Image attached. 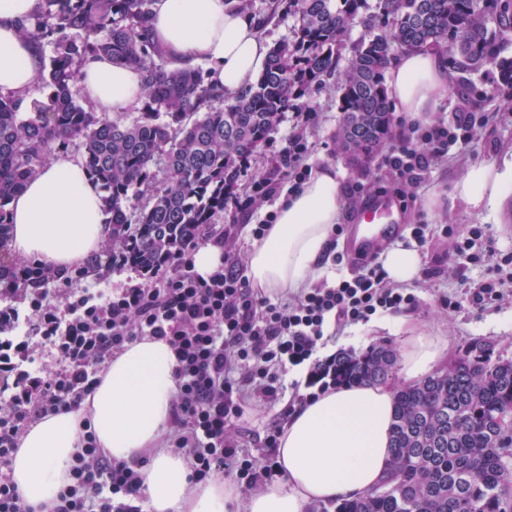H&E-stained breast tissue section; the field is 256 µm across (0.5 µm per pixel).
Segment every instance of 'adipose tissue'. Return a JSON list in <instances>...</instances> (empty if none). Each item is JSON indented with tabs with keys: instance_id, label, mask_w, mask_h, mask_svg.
I'll list each match as a JSON object with an SVG mask.
<instances>
[{
	"instance_id": "obj_1",
	"label": "adipose tissue",
	"mask_w": 512,
	"mask_h": 512,
	"mask_svg": "<svg viewBox=\"0 0 512 512\" xmlns=\"http://www.w3.org/2000/svg\"><path fill=\"white\" fill-rule=\"evenodd\" d=\"M37 7L38 0H0V89L26 103L36 95L41 59L20 35L19 23ZM152 29L184 66L208 62L228 97L266 65L269 48L255 22L229 0H156ZM81 74L82 91L97 111L115 116L140 106L144 91L137 70L91 57ZM387 85L396 111L430 121L451 88L448 61L433 49L403 53L389 63ZM451 196L477 213L512 199V154L470 165ZM341 208L340 172L331 164L312 170L298 188L285 192L275 222L248 253L251 286L272 297L318 282L327 271ZM10 210L12 253L50 273L87 263L110 236L101 192L78 158H53L14 196ZM379 261L389 282L407 284L420 275L416 247L387 250ZM396 323L404 330L399 376L412 385L446 362L451 341L409 316H398ZM176 365L165 341L135 340L113 357L77 409L31 424L11 464L24 504L32 512H51L69 482L86 421L105 456L140 463L148 512H308L317 503L363 496L387 478L397 385L364 383L332 388L294 405L276 450L280 477L259 491L240 493L219 476L191 484L185 457L161 445L176 392Z\"/></svg>"
}]
</instances>
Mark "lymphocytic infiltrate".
Instances as JSON below:
<instances>
[{"label":"lymphocytic infiltrate","instance_id":"lymphocytic-infiltrate-1","mask_svg":"<svg viewBox=\"0 0 512 512\" xmlns=\"http://www.w3.org/2000/svg\"><path fill=\"white\" fill-rule=\"evenodd\" d=\"M491 120L485 112L460 113L455 122L424 125L398 117L403 139L383 159L393 182L415 184L444 158L472 142ZM305 139L285 140L271 176L255 182L257 197L283 183L299 185L310 174L303 159ZM486 234L473 226L455 249L473 263L492 264L495 275L470 293L475 305L499 301L503 267H512V250H476ZM197 242L175 248L166 266L138 272L110 292L84 288L67 297L64 310L34 300L31 315L0 307V512H29L8 472L13 454L32 423L78 406L99 382L113 356L134 340L166 341L177 356L176 394L165 441L189 463L190 480L206 481L228 472L242 492L262 487L274 467H255L240 458L230 430L247 401L274 405L285 392L282 372L306 366L304 381L293 389L333 386L335 355L318 356L320 341L336 337L350 323L380 312L395 313L415 297L389 288L374 259L361 261L358 274L271 302L250 288L238 259L225 256L208 277L192 270ZM35 324L52 364H37L27 339L14 336L20 323ZM70 483L60 491L53 512H142V475L137 465L107 459L92 428H84L69 469Z\"/></svg>","mask_w":512,"mask_h":512}]
</instances>
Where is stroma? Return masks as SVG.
<instances>
[{
	"label": "stroma",
	"instance_id": "stroma-1",
	"mask_svg": "<svg viewBox=\"0 0 512 512\" xmlns=\"http://www.w3.org/2000/svg\"><path fill=\"white\" fill-rule=\"evenodd\" d=\"M473 101L479 103L482 111L492 115L503 114V121L490 123L456 157L436 165L424 181L404 190L405 200L399 214L398 243L411 241L413 225L423 224L427 227L426 244L421 249V277L408 286L416 302L407 308L406 313L426 328L449 336L453 350H460L471 339L483 338L494 342L497 350L504 355L512 356V296L504 297L484 309L472 306L469 290L489 276L491 267L470 263L453 252L455 238L475 225L485 227L496 248H512V214L497 209L478 215L462 204L450 201L435 211L426 207L427 197L435 188L451 190L469 165L490 162L512 151V85L503 84L495 66H488L470 75L465 86H454L438 116L445 121H453ZM307 103L311 117L306 131L309 152L304 159L305 164L311 167L322 162L333 163L339 166L343 181L356 182L363 187L356 199L343 202L340 223L344 232L334 238L335 260L325 275L326 280L331 281L357 274L358 269L348 248L346 230L357 223L359 209L364 208L372 196L393 194L395 185L385 169L374 164L365 170L351 169L339 153L335 134L340 114L333 86L313 90ZM293 123L292 113H285L267 144L255 154L241 178L238 197L242 200L251 199V206L242 211L226 210L223 218L217 219L211 227L212 241L223 242L225 249L238 254L239 258H246L253 243L246 231L247 225L257 223L260 217L272 209L271 203L266 200L254 199V181L270 171ZM127 277V271L113 268L104 262L93 274L85 272L70 281L49 280L40 288L39 293L44 303L61 308L65 305L67 292L79 288H116ZM448 296L455 299L454 307H446L444 299ZM379 342L399 347L398 331H374L369 323L359 322L348 326L341 339L331 343L330 348L339 353L348 347L359 352ZM279 414L280 409L276 406L268 408L253 401L245 406L241 421L243 434L238 447L240 455L248 459L268 458L270 451L264 447L263 439L267 427Z\"/></svg>",
	"mask_w": 512,
	"mask_h": 512
}]
</instances>
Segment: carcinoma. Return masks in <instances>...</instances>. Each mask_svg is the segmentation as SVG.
<instances>
[{
  "label": "carcinoma",
  "instance_id": "obj_1",
  "mask_svg": "<svg viewBox=\"0 0 512 512\" xmlns=\"http://www.w3.org/2000/svg\"><path fill=\"white\" fill-rule=\"evenodd\" d=\"M155 0H40L21 33L52 49L24 108L0 92V246L9 237V202L57 151L74 146L103 193L112 248L139 268H153L197 237L236 200L251 158L284 113L315 86L336 77L341 120L338 150L365 168L392 138L386 63L395 53L445 49L463 74L495 65L512 32V4L490 14L484 0H288L291 36L270 48L264 71L235 96L200 67H183L155 43ZM382 29L340 51L359 20ZM101 55L137 69L144 100L132 118L97 112L75 92L81 63ZM148 197L137 207L134 201ZM40 286L48 276L0 253V281ZM396 353L374 345L336 357L338 384L384 383ZM512 359L493 344L467 343L454 362L398 389L391 425L389 475L371 494L333 512H512Z\"/></svg>",
  "mask_w": 512,
  "mask_h": 512
}]
</instances>
